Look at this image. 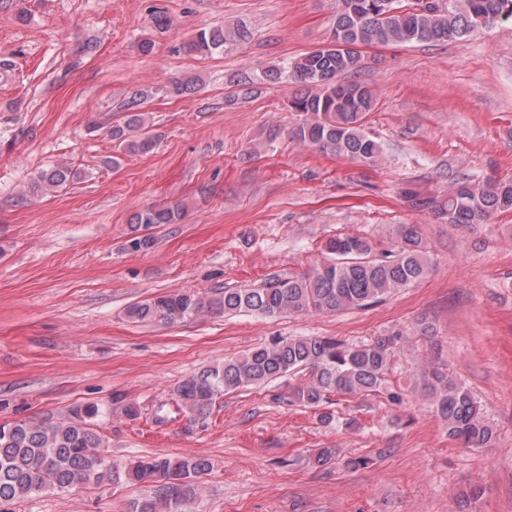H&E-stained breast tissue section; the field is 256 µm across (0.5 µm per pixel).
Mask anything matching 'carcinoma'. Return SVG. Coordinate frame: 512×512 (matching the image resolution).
I'll list each match as a JSON object with an SVG mask.
<instances>
[{"mask_svg": "<svg viewBox=\"0 0 512 512\" xmlns=\"http://www.w3.org/2000/svg\"><path fill=\"white\" fill-rule=\"evenodd\" d=\"M512 19V0H338L327 44L295 58L289 66L300 91L290 101L305 119L291 132L298 143L321 152L375 163L381 144L367 131L366 118L377 96L367 84L350 79L363 69L361 49L371 46L463 41L496 22ZM251 31L238 23L197 32L186 52L212 55L248 40ZM136 97L125 104V120L106 133L124 151L149 152L155 137ZM82 177L67 164L36 172L27 192L43 196ZM417 209L429 210L470 235L499 214L512 211V179L477 183L464 178L431 196L404 191ZM184 217L179 204H155L129 218L136 235L128 249L154 244L146 231L176 224ZM145 230L142 235L139 230ZM328 259L304 274L274 277L258 288L226 289L207 296L173 291L137 302L127 309L137 323L173 325L202 314L249 313L264 318L284 314L323 315L362 308L425 279L433 268L427 242L412 224L389 225L378 238L337 235L324 245ZM394 339L350 344L332 337L299 336L258 345L247 353L208 366L173 391L188 420L210 415L225 394L295 377L290 402L323 408L321 423L336 420L333 397L367 396L387 381ZM418 382L430 405L446 424L448 437L464 448H489L493 428L469 389L446 367L424 362ZM101 409L94 403L73 409L60 421L16 420L0 423V507L47 489L65 490L104 480V438L95 427ZM212 468L200 456L141 457L124 466L132 484L151 493L130 502L127 512H192L190 504Z\"/></svg>", "mask_w": 512, "mask_h": 512, "instance_id": "carcinoma-1", "label": "carcinoma"}]
</instances>
